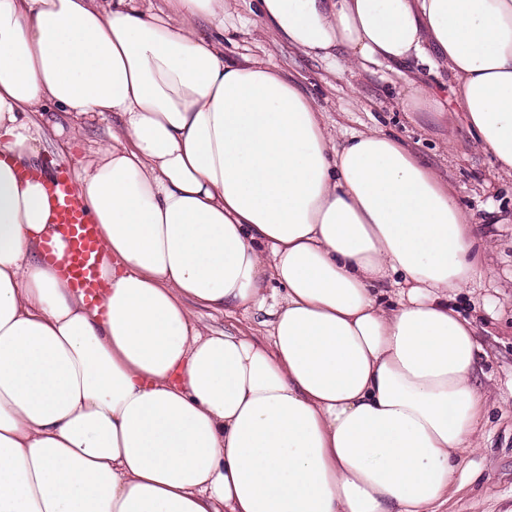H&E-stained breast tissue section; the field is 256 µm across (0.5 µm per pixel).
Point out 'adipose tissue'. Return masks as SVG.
<instances>
[{
    "instance_id": "ef3b65f1",
    "label": "adipose tissue",
    "mask_w": 512,
    "mask_h": 512,
    "mask_svg": "<svg viewBox=\"0 0 512 512\" xmlns=\"http://www.w3.org/2000/svg\"><path fill=\"white\" fill-rule=\"evenodd\" d=\"M257 3L340 70L447 69L454 109L408 75L404 110L460 116L512 175V0ZM228 6L0 0V512H435L479 446L487 353L448 302L481 275L470 214L410 145L337 140L275 66L226 61ZM107 115L74 171L93 308L17 172ZM196 313V316L201 323L206 324L213 329L224 331L225 328V330L235 332L238 328L244 330L250 328L254 331L255 335H261L265 329L261 326V323L271 319V317H269L264 311H254L248 315L240 313L232 319L224 318V315L210 313L209 311L200 308L196 310Z\"/></svg>"
}]
</instances>
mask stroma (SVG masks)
<instances>
[{
    "label": "stroma",
    "mask_w": 512,
    "mask_h": 512,
    "mask_svg": "<svg viewBox=\"0 0 512 512\" xmlns=\"http://www.w3.org/2000/svg\"><path fill=\"white\" fill-rule=\"evenodd\" d=\"M224 55L259 57L275 65L315 99L337 136L379 130L410 142L472 214L483 275L455 303L477 325L488 353L479 378L486 405L478 431L481 447L463 456L464 479L438 512H512V177L494 174L489 158L457 120L404 112L402 78L388 68L340 72L260 32L255 0H231ZM111 127L108 117L88 122L65 153L48 149L47 170L60 165L75 169L84 154L108 142Z\"/></svg>",
    "instance_id": "35a3bbf8"
}]
</instances>
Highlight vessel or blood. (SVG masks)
I'll list each match as a JSON object with an SVG mask.
<instances>
[{
	"label": "vessel or blood",
	"instance_id": "vessel-or-blood-1",
	"mask_svg": "<svg viewBox=\"0 0 512 512\" xmlns=\"http://www.w3.org/2000/svg\"><path fill=\"white\" fill-rule=\"evenodd\" d=\"M49 204V221L56 224L66 241L64 250L46 246L44 256L58 268L72 288L93 306L100 305V236L88 213L83 197L76 190L66 169L44 178Z\"/></svg>",
	"mask_w": 512,
	"mask_h": 512
}]
</instances>
